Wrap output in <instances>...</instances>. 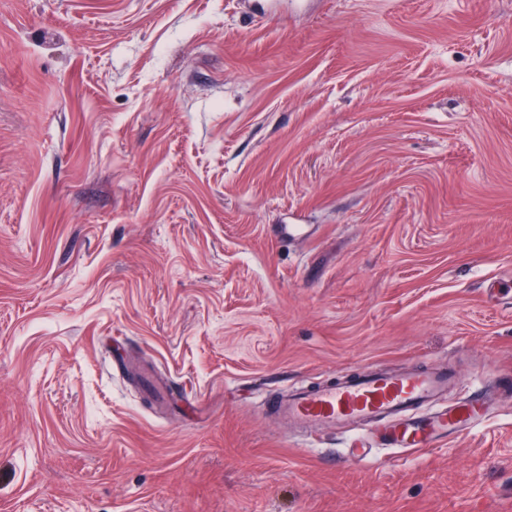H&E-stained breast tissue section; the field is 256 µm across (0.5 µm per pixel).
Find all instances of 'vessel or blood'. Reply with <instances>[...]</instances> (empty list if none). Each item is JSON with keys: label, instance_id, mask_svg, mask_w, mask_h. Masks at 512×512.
<instances>
[{"label": "vessel or blood", "instance_id": "vessel-or-blood-1", "mask_svg": "<svg viewBox=\"0 0 512 512\" xmlns=\"http://www.w3.org/2000/svg\"><path fill=\"white\" fill-rule=\"evenodd\" d=\"M457 380L445 369H365L316 387L271 396L267 411L297 429L305 442L324 433L368 427L379 444L414 452L475 426L490 405L479 393L450 403L442 398Z\"/></svg>", "mask_w": 512, "mask_h": 512}]
</instances>
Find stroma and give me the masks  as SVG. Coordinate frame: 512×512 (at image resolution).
I'll return each instance as SVG.
<instances>
[{"label":"stroma","mask_w":512,"mask_h":512,"mask_svg":"<svg viewBox=\"0 0 512 512\" xmlns=\"http://www.w3.org/2000/svg\"><path fill=\"white\" fill-rule=\"evenodd\" d=\"M368 364L512 375V0H0V512H512L262 408Z\"/></svg>","instance_id":"35a3bbf8"}]
</instances>
